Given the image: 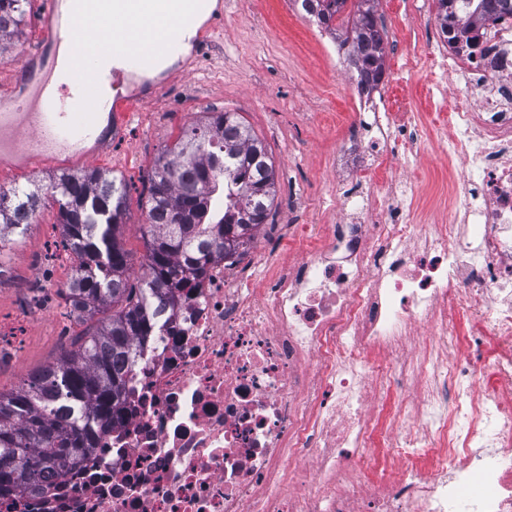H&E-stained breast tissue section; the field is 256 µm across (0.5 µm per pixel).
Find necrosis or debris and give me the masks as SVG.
Here are the masks:
<instances>
[{
  "instance_id": "4bbe7bcc",
  "label": "necrosis or debris",
  "mask_w": 512,
  "mask_h": 512,
  "mask_svg": "<svg viewBox=\"0 0 512 512\" xmlns=\"http://www.w3.org/2000/svg\"><path fill=\"white\" fill-rule=\"evenodd\" d=\"M436 57L464 87L439 223L396 175L423 114L355 100L336 168L367 193L174 289L124 411L0 512H512V18Z\"/></svg>"
}]
</instances>
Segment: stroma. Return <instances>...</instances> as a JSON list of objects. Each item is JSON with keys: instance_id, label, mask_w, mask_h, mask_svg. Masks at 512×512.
Returning <instances> with one entry per match:
<instances>
[{"instance_id": "35a3bbf8", "label": "stroma", "mask_w": 512, "mask_h": 512, "mask_svg": "<svg viewBox=\"0 0 512 512\" xmlns=\"http://www.w3.org/2000/svg\"><path fill=\"white\" fill-rule=\"evenodd\" d=\"M44 0H30L27 18L12 47L0 53V98L8 97L13 71L25 67L32 81L44 72L28 61L43 39ZM377 14L389 18L384 68L386 78L411 85L418 94L451 90L437 62L417 61L414 46L425 41L436 19L434 0H378ZM149 97L136 102L122 135L108 156L52 160L35 168L0 171V190L30 184L49 186L64 172L97 169L129 187V207L120 238L132 264L145 260L141 233L154 164L173 145L182 128L221 112H231L268 147L276 168V200L265 236H278L284 224L333 223L329 206L340 181L328 161L338 136L309 123L310 112L349 107L356 83L343 65L331 37L295 10L291 0H224V28L210 46L199 49L196 70L183 77L145 82ZM401 178L421 183L424 194L446 184L435 143L423 141L414 168ZM304 196L310 209L300 212L292 200ZM72 259L61 244L57 208L45 201L24 236H7L0 245V392L18 390L34 371L56 363L102 318L73 314L64 287Z\"/></svg>"}]
</instances>
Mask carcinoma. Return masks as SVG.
<instances>
[{
  "instance_id": "1",
  "label": "carcinoma",
  "mask_w": 512,
  "mask_h": 512,
  "mask_svg": "<svg viewBox=\"0 0 512 512\" xmlns=\"http://www.w3.org/2000/svg\"><path fill=\"white\" fill-rule=\"evenodd\" d=\"M28 0H0V46L25 22ZM301 9L347 47L361 92L384 77L385 30L377 0H299ZM442 33L474 45L478 33L512 16V0H436ZM275 168L263 141L222 112L184 129L164 150L150 179L142 238L148 274L129 280L130 253L116 230L127 211V185L104 171L64 173L46 189L0 192V235L22 236L45 194L57 205L62 244L73 260L66 288L73 309H112L76 350L35 371L25 386L0 392V499L37 491L42 478L76 468L126 404L136 346L154 335L153 307L170 290L200 283L214 255L235 252L265 223L275 198ZM81 403L70 418L58 402Z\"/></svg>"
}]
</instances>
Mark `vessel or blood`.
Instances as JSON below:
<instances>
[{"label": "vessel or blood", "mask_w": 512, "mask_h": 512, "mask_svg": "<svg viewBox=\"0 0 512 512\" xmlns=\"http://www.w3.org/2000/svg\"><path fill=\"white\" fill-rule=\"evenodd\" d=\"M66 0H45V37L48 45L67 44L71 51L67 60L69 81L57 83L44 77L35 87L27 89L15 81L7 104L0 105V134L15 141V148L0 152V168L16 164H37L77 152L79 144L93 141L96 152L111 150L112 142L99 132L96 114L114 109L116 119H123L126 103L109 104L98 97L97 87L103 76L118 81L125 73L111 68L100 72L94 64L75 51L76 36L82 31L98 32V42L109 50L127 45L128 20L108 10L103 0H93L89 10L66 8Z\"/></svg>", "instance_id": "obj_1"}]
</instances>
